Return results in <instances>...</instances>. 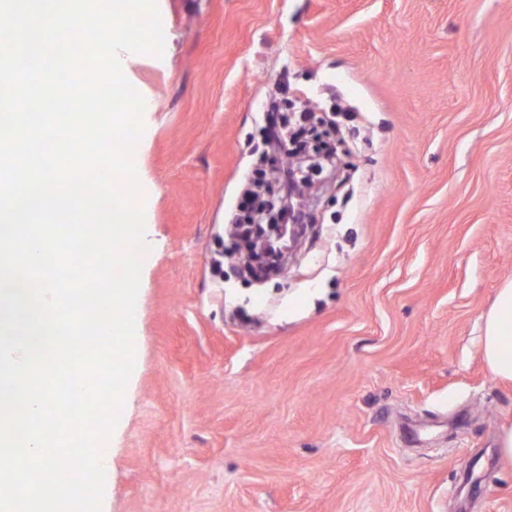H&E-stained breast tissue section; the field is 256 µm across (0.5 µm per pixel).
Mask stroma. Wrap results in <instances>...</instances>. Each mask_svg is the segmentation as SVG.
<instances>
[{"label":"stroma","mask_w":512,"mask_h":512,"mask_svg":"<svg viewBox=\"0 0 512 512\" xmlns=\"http://www.w3.org/2000/svg\"><path fill=\"white\" fill-rule=\"evenodd\" d=\"M127 53L146 239L102 512H512V0H156ZM329 112L288 272L229 257L270 103ZM480 346L488 372L512 382V278H505L488 310L481 316Z\"/></svg>","instance_id":"obj_1"}]
</instances>
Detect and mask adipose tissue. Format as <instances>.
Listing matches in <instances>:
<instances>
[{"instance_id":"1","label":"adipose tissue","mask_w":512,"mask_h":512,"mask_svg":"<svg viewBox=\"0 0 512 512\" xmlns=\"http://www.w3.org/2000/svg\"><path fill=\"white\" fill-rule=\"evenodd\" d=\"M480 346L488 372L512 382V278L498 288L494 301L481 316Z\"/></svg>"}]
</instances>
